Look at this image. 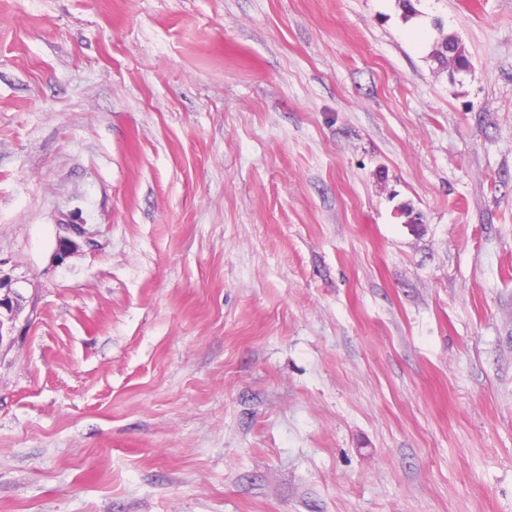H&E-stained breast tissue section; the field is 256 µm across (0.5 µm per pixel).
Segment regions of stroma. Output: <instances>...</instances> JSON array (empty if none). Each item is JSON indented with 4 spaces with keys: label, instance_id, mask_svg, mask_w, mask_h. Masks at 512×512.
<instances>
[{
    "label": "stroma",
    "instance_id": "obj_1",
    "mask_svg": "<svg viewBox=\"0 0 512 512\" xmlns=\"http://www.w3.org/2000/svg\"><path fill=\"white\" fill-rule=\"evenodd\" d=\"M415 7L0 0V512H512V0ZM64 235L58 236L57 246L54 251L53 259L56 264H63L73 251L77 248L78 244L73 239L74 236L81 237L84 235V228L82 224H61ZM21 281L0 270V344L15 336L16 323L24 308Z\"/></svg>",
    "mask_w": 512,
    "mask_h": 512
}]
</instances>
